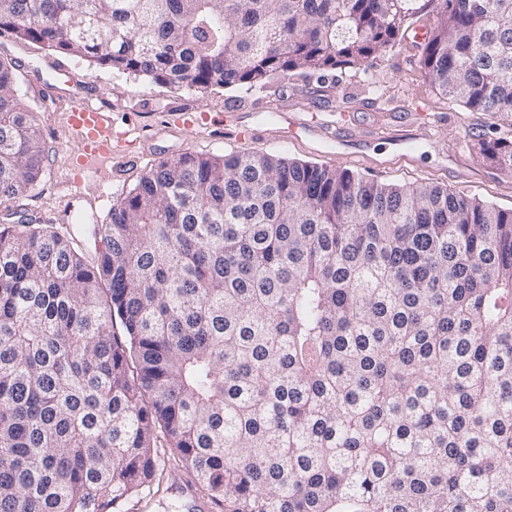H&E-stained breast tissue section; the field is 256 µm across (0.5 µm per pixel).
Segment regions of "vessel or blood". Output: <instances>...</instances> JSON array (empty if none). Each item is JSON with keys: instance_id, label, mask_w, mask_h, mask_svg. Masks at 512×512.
<instances>
[{"instance_id": "vessel-or-blood-1", "label": "vessel or blood", "mask_w": 512, "mask_h": 512, "mask_svg": "<svg viewBox=\"0 0 512 512\" xmlns=\"http://www.w3.org/2000/svg\"><path fill=\"white\" fill-rule=\"evenodd\" d=\"M276 133L280 141H296L313 136L320 142H338V131L344 128L345 117H337L335 124L317 118H291L287 113L276 115ZM68 125L73 138L81 145L75 158L76 186H83V176L97 173L123 154L124 134L113 132L108 113L94 107L86 98L73 101L68 113Z\"/></svg>"}]
</instances>
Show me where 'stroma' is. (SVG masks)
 Listing matches in <instances>:
<instances>
[{
  "mask_svg": "<svg viewBox=\"0 0 512 512\" xmlns=\"http://www.w3.org/2000/svg\"><path fill=\"white\" fill-rule=\"evenodd\" d=\"M6 57L19 65V95L29 105L42 107L38 119L49 157L40 180L21 200L42 224L59 221V204L78 151L65 123L69 101L90 91L110 110L115 129L133 126L137 135L127 158L113 160L103 177L107 200L78 199V207L89 215L79 227L83 233L108 223L113 203L145 170L183 152L281 155L345 168L381 183L437 184L512 208V176L484 163L473 147L478 133L512 138V123L443 99L425 78L421 46L410 35L399 49L377 58L367 72L346 68L322 83L297 77L247 92L170 89L138 76L94 68L85 59L57 54L38 43L16 42L5 32L0 34V58ZM278 110L299 117L313 112L327 120L338 113L347 115L344 156L319 150L311 140L281 142L272 131L252 139L238 135L240 124L266 120ZM183 112H204L209 119L187 129L177 123ZM391 135L414 138L413 162L391 161ZM163 476L156 496L145 501L130 498L120 512H189L193 501L203 500L191 475L176 462H167Z\"/></svg>",
  "mask_w": 512,
  "mask_h": 512,
  "instance_id": "obj_1",
  "label": "stroma"
}]
</instances>
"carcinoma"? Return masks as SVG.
<instances>
[{
    "mask_svg": "<svg viewBox=\"0 0 512 512\" xmlns=\"http://www.w3.org/2000/svg\"><path fill=\"white\" fill-rule=\"evenodd\" d=\"M426 15L428 80L511 119L512 0H0V32L204 93L365 69ZM16 72L0 203L49 153ZM96 235L0 221V512H112L167 455L219 512H512V209L185 152Z\"/></svg>",
    "mask_w": 512,
    "mask_h": 512,
    "instance_id": "obj_1",
    "label": "carcinoma"
}]
</instances>
